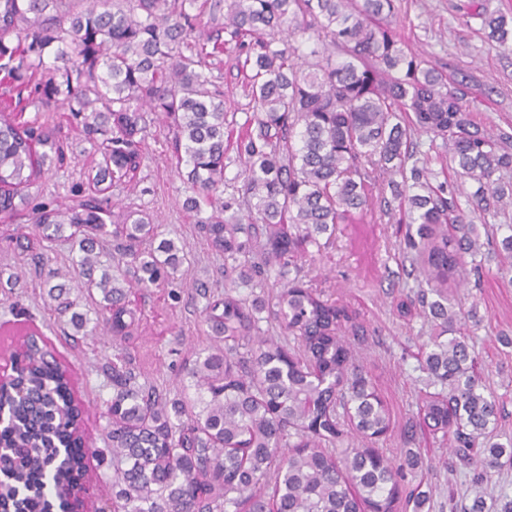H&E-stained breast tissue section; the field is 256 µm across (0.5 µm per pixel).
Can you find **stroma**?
Returning a JSON list of instances; mask_svg holds the SVG:
<instances>
[{
	"mask_svg": "<svg viewBox=\"0 0 512 512\" xmlns=\"http://www.w3.org/2000/svg\"><path fill=\"white\" fill-rule=\"evenodd\" d=\"M468 0H398L392 20L404 45L430 58L448 77L467 81L472 119L491 130L512 133V48L485 38L480 20H465ZM212 73L224 90V109L244 121L246 102L242 77L233 52L214 62ZM43 118L58 126L64 159L52 172L30 186L31 205L54 198L72 203L84 190L83 173L99 158L93 140L58 105L45 108ZM164 120H156L141 144L145 166L136 186H113L112 203L133 201L157 215L160 238L174 240L184 259L174 275L176 297L168 289L137 293L136 325L126 347L144 379L169 397L180 395L191 380L187 368L193 353L208 349L212 332L202 313L210 297L224 292V258L208 249L196 216L182 208L186 186L169 146ZM30 209L0 221V269L16 272L20 282L12 292L0 288V377L10 367L19 339L37 333L57 360L70 371L74 395L84 409L80 426L84 461L92 475L89 496L101 505L112 496V470L99 462L105 448L106 402L112 384L104 370L112 358L109 336H67L64 322L45 302L42 286L50 270L71 268L76 256L69 242L44 249L34 234ZM405 225L382 213L365 224H340L330 241L302 260L299 276L322 288L352 312L364 328L345 339L369 385L391 414V427L376 443L384 456L397 459L408 449L420 450L422 468L409 471V482H423L429 492L423 512H462L476 496L498 502L512 500V463L503 464L492 480L477 483L473 470L453 453L452 436L432 434L418 425L420 392L428 375L419 353L430 341L431 327L418 314H402L397 305L414 295L419 284L410 276L403 237ZM497 218L480 226L484 244L474 269L457 278L455 298L463 307L478 309V321L466 322L464 332L478 355L482 383L500 403L497 434L512 435V283L502 278L496 255L506 236Z\"/></svg>",
	"mask_w": 512,
	"mask_h": 512,
	"instance_id": "35a3bbf8",
	"label": "stroma"
}]
</instances>
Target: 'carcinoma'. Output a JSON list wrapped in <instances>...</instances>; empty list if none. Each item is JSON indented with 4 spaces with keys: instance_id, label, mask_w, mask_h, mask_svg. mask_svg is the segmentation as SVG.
Here are the masks:
<instances>
[{
    "instance_id": "obj_1",
    "label": "carcinoma",
    "mask_w": 512,
    "mask_h": 512,
    "mask_svg": "<svg viewBox=\"0 0 512 512\" xmlns=\"http://www.w3.org/2000/svg\"><path fill=\"white\" fill-rule=\"evenodd\" d=\"M396 10V0H0V212L29 204L24 190L63 158L59 130L40 120L44 105H62L87 136H103L87 194L33 207L45 239L70 229L79 256L68 278L100 296L97 326L112 335L101 450L112 463V500L100 512H420L424 491L404 474L416 455L396 465L372 447L391 416L339 335L346 309L288 281L272 307L293 351L259 336L260 306L235 296L271 261L297 264L377 204L406 206L399 223L415 226L404 244L425 287L400 312L417 304L434 324L424 369L440 385L422 399V424L452 434L478 480L512 459V437L491 436L499 402L458 334L469 312L448 288V275L479 250L475 221L512 203L499 176L512 170V133L474 122L467 86L405 50L390 27ZM205 15L210 29L198 32ZM468 15L488 38L512 41V19L487 0H471ZM226 50L248 98L237 133L209 67ZM51 55L59 64L48 65ZM145 112L173 127L170 148L190 192L183 207L205 201L207 245L233 261L224 296L204 309L214 342L192 360L191 402L139 383L123 348L135 322L131 295L170 280L182 263L174 241L150 247L157 216L111 208L106 196L139 180ZM230 151L241 166L231 179ZM434 155L449 156L454 182L431 183ZM467 179L477 188L466 210ZM443 224L453 237L437 233ZM111 237L122 240L119 258L103 262ZM57 277L43 281L47 296L55 311L71 312L67 284H51ZM69 324L88 335L84 314L71 312ZM10 385L0 393V512H73L82 410L72 407L67 370L34 339Z\"/></svg>"
}]
</instances>
